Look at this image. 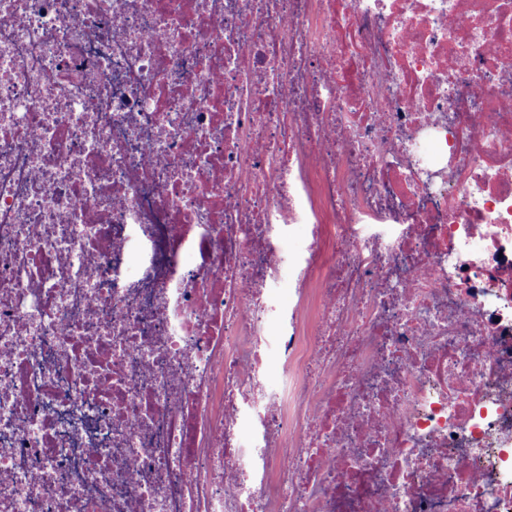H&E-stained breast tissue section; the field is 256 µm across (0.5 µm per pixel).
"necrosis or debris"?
Here are the masks:
<instances>
[{
	"label": "necrosis or debris",
	"instance_id": "obj_1",
	"mask_svg": "<svg viewBox=\"0 0 512 512\" xmlns=\"http://www.w3.org/2000/svg\"><path fill=\"white\" fill-rule=\"evenodd\" d=\"M499 4L0 0V512H512ZM309 225L297 224L290 231L280 235L276 244L283 268L281 280L270 289L275 301L285 308L291 306L294 300L292 281L298 261L307 254L309 244ZM287 376L286 368L283 366L274 344L271 343L267 363L260 376L262 388L267 392H281Z\"/></svg>",
	"mask_w": 512,
	"mask_h": 512
}]
</instances>
